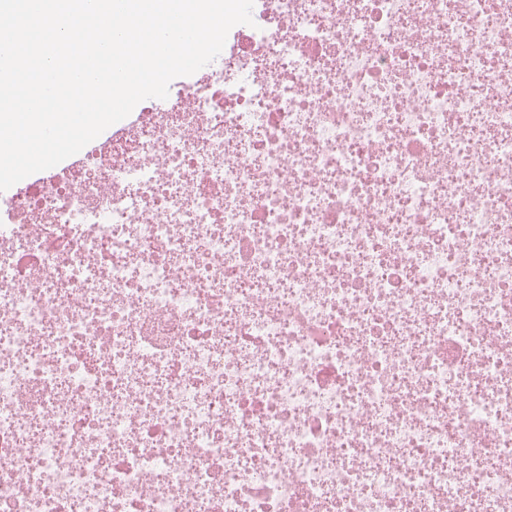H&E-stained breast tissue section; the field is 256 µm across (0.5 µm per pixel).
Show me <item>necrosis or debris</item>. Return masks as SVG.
Segmentation results:
<instances>
[{"mask_svg":"<svg viewBox=\"0 0 512 512\" xmlns=\"http://www.w3.org/2000/svg\"><path fill=\"white\" fill-rule=\"evenodd\" d=\"M0 217V512H512V0H254Z\"/></svg>","mask_w":512,"mask_h":512,"instance_id":"1","label":"necrosis or debris"}]
</instances>
